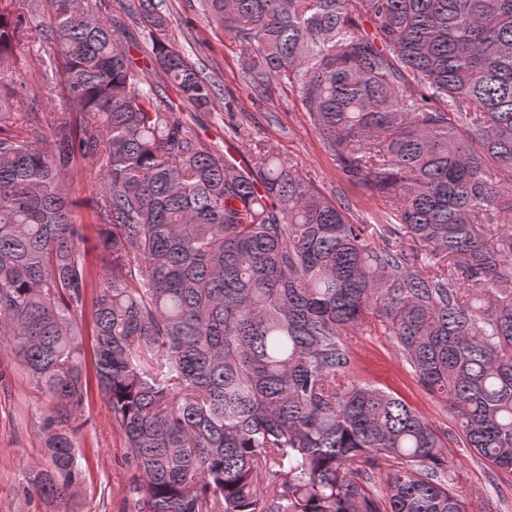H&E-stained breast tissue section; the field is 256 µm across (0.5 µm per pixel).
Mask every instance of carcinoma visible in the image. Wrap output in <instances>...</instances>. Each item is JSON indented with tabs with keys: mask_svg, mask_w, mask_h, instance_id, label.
<instances>
[{
	"mask_svg": "<svg viewBox=\"0 0 512 512\" xmlns=\"http://www.w3.org/2000/svg\"><path fill=\"white\" fill-rule=\"evenodd\" d=\"M48 4L34 31L0 0V338L55 402L36 493L79 480L64 426L93 382L139 472L132 512H470L439 432L353 375L344 337L373 318L462 446L512 476V0H199L254 88L295 87L342 179L380 199L372 223L160 104L152 71L196 110L216 97L162 4L132 0L141 69L105 0ZM36 38L53 57L20 65ZM34 68L62 76L48 127L12 113Z\"/></svg>",
	"mask_w": 512,
	"mask_h": 512,
	"instance_id": "cac0c4a2",
	"label": "carcinoma"
}]
</instances>
